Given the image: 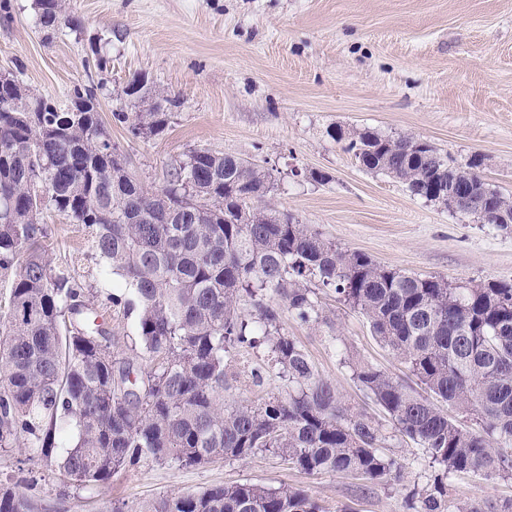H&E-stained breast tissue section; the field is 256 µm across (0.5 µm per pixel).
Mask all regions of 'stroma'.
Returning <instances> with one entry per match:
<instances>
[{"instance_id":"stroma-1","label":"stroma","mask_w":512,"mask_h":512,"mask_svg":"<svg viewBox=\"0 0 512 512\" xmlns=\"http://www.w3.org/2000/svg\"><path fill=\"white\" fill-rule=\"evenodd\" d=\"M78 30L45 39L35 0H0V73L34 94L70 104L96 85L104 127L145 186L164 185L193 148L255 161L273 190L261 208L292 214L339 248L455 286L512 283V230L478 223L412 196L404 184L363 169L346 149L356 132L414 136L457 165L480 159V174L512 194V0H69ZM109 63L98 70L97 55ZM179 98L167 130L132 137L113 111H132L134 75ZM57 270L83 284L103 314L113 350L130 353L136 318L111 301L121 279L91 246L88 228L58 213L44 218ZM319 319L301 322L274 298L294 337L346 405L373 411L402 480L364 490L345 475L307 474L272 454L197 466L146 460L106 482L73 483L55 461H32L24 446L0 448V485L24 493L32 512H135L147 501L252 481L304 489L323 512H410L405 496L424 476L422 448L353 381L346 359L411 376L372 335L367 319L333 291L317 289ZM228 397L284 395L263 350L241 348ZM264 372L254 386V371ZM452 495L492 512L512 499V481L450 480Z\"/></svg>"}]
</instances>
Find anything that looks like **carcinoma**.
I'll return each instance as SVG.
<instances>
[{"mask_svg":"<svg viewBox=\"0 0 512 512\" xmlns=\"http://www.w3.org/2000/svg\"><path fill=\"white\" fill-rule=\"evenodd\" d=\"M41 29L76 30L62 0H36ZM0 95V270L12 271L0 317V448L23 440L31 456L56 458L80 485L105 482L145 459L195 466L273 453L309 474L369 485L402 476L383 451L380 424L346 406L297 341L281 333L276 295L303 323L318 319L314 288L360 310L373 335L417 388L368 363L352 377L395 430L424 448L429 474L406 495L414 512H484L452 499L449 478H512V284L453 287L442 278L387 268L342 250L308 224L247 205L273 188L257 164L194 149L159 189L141 185L112 157V143L85 90L69 112L13 81ZM75 92V96L83 95ZM178 100L154 92L144 112L112 113L134 137L163 133ZM349 150L424 199L481 224L512 227V199L475 171L414 137L356 134ZM57 212L92 228V248L121 278L112 302L136 312L145 371L112 351L109 331L80 300L42 245V216ZM265 348L288 392L255 401L224 398L233 353ZM473 416L468 425L444 410ZM0 512H30L0 487ZM136 512H323L304 490L248 481L177 493Z\"/></svg>","mask_w":512,"mask_h":512,"instance_id":"1","label":"carcinoma"}]
</instances>
